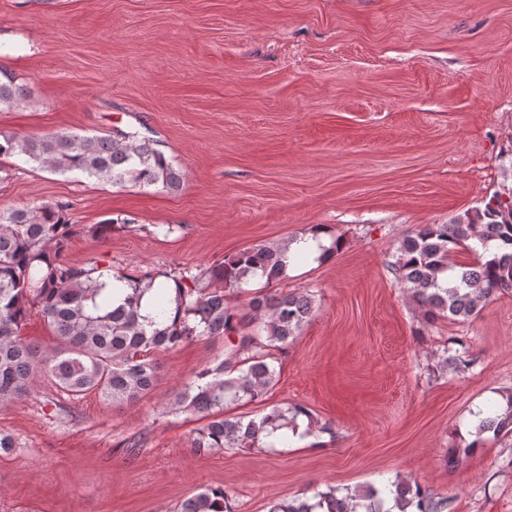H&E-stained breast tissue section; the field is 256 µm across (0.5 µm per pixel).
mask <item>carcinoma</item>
Segmentation results:
<instances>
[{"label":"carcinoma","mask_w":512,"mask_h":512,"mask_svg":"<svg viewBox=\"0 0 512 512\" xmlns=\"http://www.w3.org/2000/svg\"><path fill=\"white\" fill-rule=\"evenodd\" d=\"M0 108L30 97L26 83L0 70ZM24 155L52 173L77 174L98 184L125 188L160 186L170 193L183 186V172L153 138L135 129L101 135L58 132L18 137L0 133V159ZM73 234L62 209L50 203L0 212V405L30 394L44 370L75 397L95 393L110 403H132L151 393L158 380L153 354L206 337L230 339L225 357L195 373L171 402L175 411L199 417L194 447L210 453L226 449L274 448V432L298 429L303 406L276 404L260 418L227 416L231 404L261 402L277 383V358L315 311L308 290L257 294L240 314L227 293H245L255 277L274 283L285 276L292 240L246 247L206 271L135 273L112 271L91 259L72 263L65 251ZM473 261L455 259L458 249ZM388 268L408 285L428 323L476 317L495 294L512 293V188L494 192L483 206L447 224H421L405 236ZM123 285L120 300L105 292L103 277ZM154 292V314L141 313L145 293ZM52 328L49 352L23 341L20 330L32 314ZM476 363L466 349L444 347L439 368L464 373ZM506 406L475 413L477 436L512 434V392ZM177 512H235L229 492L208 486L184 499ZM269 512H448V498L400 477L341 493L333 486L310 497L278 500Z\"/></svg>","instance_id":"cac0c4a2"}]
</instances>
